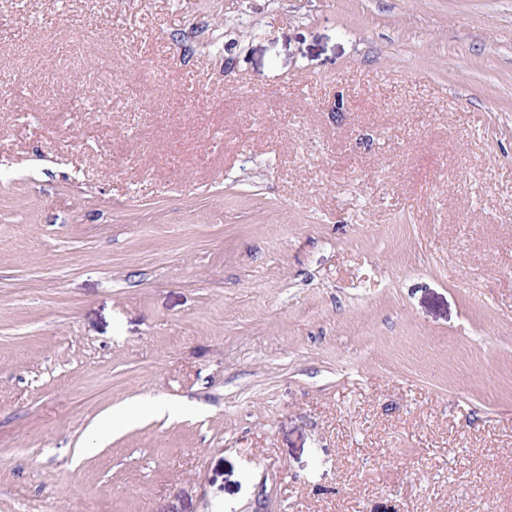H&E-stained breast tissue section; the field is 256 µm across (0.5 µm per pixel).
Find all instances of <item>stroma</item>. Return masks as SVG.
<instances>
[{
  "label": "stroma",
  "instance_id": "stroma-1",
  "mask_svg": "<svg viewBox=\"0 0 512 512\" xmlns=\"http://www.w3.org/2000/svg\"><path fill=\"white\" fill-rule=\"evenodd\" d=\"M1 96L0 512H512V0H0Z\"/></svg>",
  "mask_w": 512,
  "mask_h": 512
}]
</instances>
